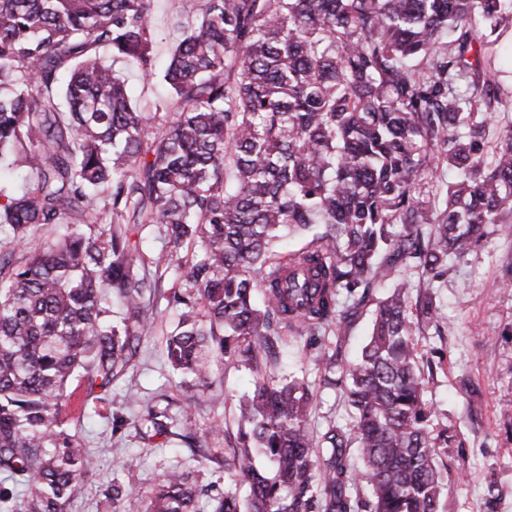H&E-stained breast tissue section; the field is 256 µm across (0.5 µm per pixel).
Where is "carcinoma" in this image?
Instances as JSON below:
<instances>
[{
  "mask_svg": "<svg viewBox=\"0 0 512 512\" xmlns=\"http://www.w3.org/2000/svg\"><path fill=\"white\" fill-rule=\"evenodd\" d=\"M153 2L0 0V472L27 512H63L93 465L61 428L67 386L111 388L171 271L169 365L255 367L228 462L249 493L212 512H437L436 449L456 439L431 428L409 298L439 322L431 281L512 212V126L489 141L512 0H170V94L150 114L100 51L155 75ZM441 168L456 178L426 207ZM52 224L71 230L31 246ZM130 224L162 241L152 262ZM287 236L306 244L275 252ZM287 333L334 336L317 361L352 427L313 431L308 385L261 371ZM149 512H200L189 475L168 473ZM375 301H371L361 309L354 318L353 322L350 323L346 330H342V355L343 358L348 360L354 359L369 331L370 322L373 314Z\"/></svg>",
  "mask_w": 512,
  "mask_h": 512,
  "instance_id": "1",
  "label": "carcinoma"
}]
</instances>
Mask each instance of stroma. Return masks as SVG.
<instances>
[{
    "instance_id": "1",
    "label": "stroma",
    "mask_w": 512,
    "mask_h": 512,
    "mask_svg": "<svg viewBox=\"0 0 512 512\" xmlns=\"http://www.w3.org/2000/svg\"><path fill=\"white\" fill-rule=\"evenodd\" d=\"M434 291L442 312L438 326L425 330L416 324L412 330L433 368L426 388L435 408L432 426L458 436L456 447L437 457L448 473L440 510L512 512V214L488 225L483 241L453 261ZM174 319V310L159 303L134 364L103 399L88 396L81 377L71 381L62 426L80 439L94 465L78 480L64 512H124V502L109 497L113 484L144 498L174 470L196 482L205 510L226 490L246 495V485L234 481L222 460L238 442L239 399L251 386L253 369L241 360L215 363L198 400L184 407L181 379L165 352ZM319 344L316 336L282 337L277 361L267 369L279 379H305L315 430L352 420L342 391L322 384L313 360ZM149 404L167 408L171 433L147 431L140 417ZM188 433L195 435L194 445L185 442ZM127 459L134 467L123 468Z\"/></svg>"
}]
</instances>
